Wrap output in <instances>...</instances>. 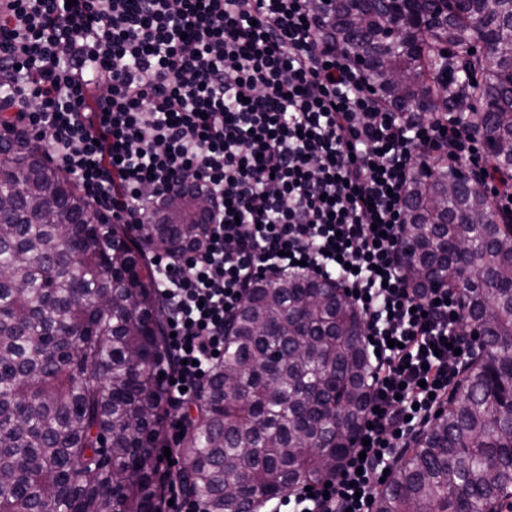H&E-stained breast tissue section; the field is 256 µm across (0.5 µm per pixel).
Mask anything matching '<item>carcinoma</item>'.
<instances>
[{
    "label": "carcinoma",
    "mask_w": 512,
    "mask_h": 512,
    "mask_svg": "<svg viewBox=\"0 0 512 512\" xmlns=\"http://www.w3.org/2000/svg\"><path fill=\"white\" fill-rule=\"evenodd\" d=\"M408 13L411 43L385 39L375 0H334L344 49L364 48L369 82L401 112L467 109L512 174V0H464ZM491 52L448 63L443 47ZM479 68L482 108L462 74ZM407 271L422 297L448 285L483 351L432 426L398 463L374 512H503L512 506V218L499 216L448 164L417 169L406 191ZM200 216L160 208L130 229L95 214L51 167L38 139H0V512H162L156 449L166 417L162 301L150 252L202 238ZM359 311L309 277L257 281L225 336L183 440L184 490L207 512H252L258 496L335 475L354 448L370 396Z\"/></svg>",
    "instance_id": "obj_1"
}]
</instances>
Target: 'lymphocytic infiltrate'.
Returning <instances> with one entry per match:
<instances>
[{"mask_svg":"<svg viewBox=\"0 0 512 512\" xmlns=\"http://www.w3.org/2000/svg\"><path fill=\"white\" fill-rule=\"evenodd\" d=\"M0 127L39 137L120 224L150 223L195 173L212 202L203 239L153 258L173 322L166 407L196 400L255 281L326 276L355 291L371 364L359 441L328 483L270 505L371 512L384 470L477 352L458 291L420 298L406 277L415 168L434 155L491 180L463 128L381 106L322 0H0ZM158 466L166 512H205L166 457Z\"/></svg>","mask_w":512,"mask_h":512,"instance_id":"lymphocytic-infiltrate-1","label":"lymphocytic infiltrate"}]
</instances>
